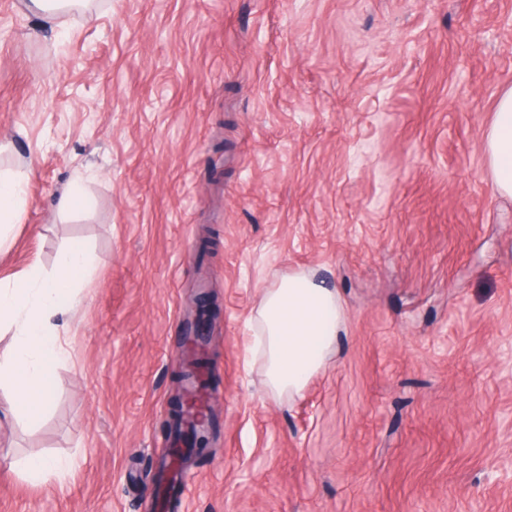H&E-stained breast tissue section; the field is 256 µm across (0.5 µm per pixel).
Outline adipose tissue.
Instances as JSON below:
<instances>
[{"label": "adipose tissue", "mask_w": 512, "mask_h": 512, "mask_svg": "<svg viewBox=\"0 0 512 512\" xmlns=\"http://www.w3.org/2000/svg\"><path fill=\"white\" fill-rule=\"evenodd\" d=\"M489 172L500 194L512 197V87L499 96L485 135ZM24 173H0V244L24 206ZM95 259L81 244L62 250L52 271L32 264L13 282L0 285V325L12 331L0 351V384L10 386L13 415L35 419L52 395V368L64 361L58 314L73 308L92 278ZM260 341L266 386L275 397L302 396L307 381L337 353L347 335L336 292L304 272H292L263 288L251 318Z\"/></svg>", "instance_id": "obj_1"}]
</instances>
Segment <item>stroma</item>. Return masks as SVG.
I'll use <instances>...</instances> for the list:
<instances>
[{"label":"stroma","mask_w":512,"mask_h":512,"mask_svg":"<svg viewBox=\"0 0 512 512\" xmlns=\"http://www.w3.org/2000/svg\"><path fill=\"white\" fill-rule=\"evenodd\" d=\"M507 87L512 0H94L47 25L0 0V170L28 167L0 281L74 241L96 260L48 409L0 423V512H151L202 285L215 454L187 512H512V198L483 150ZM293 271L347 336L277 400L250 317ZM33 455L70 467L33 485Z\"/></svg>","instance_id":"stroma-1"}]
</instances>
